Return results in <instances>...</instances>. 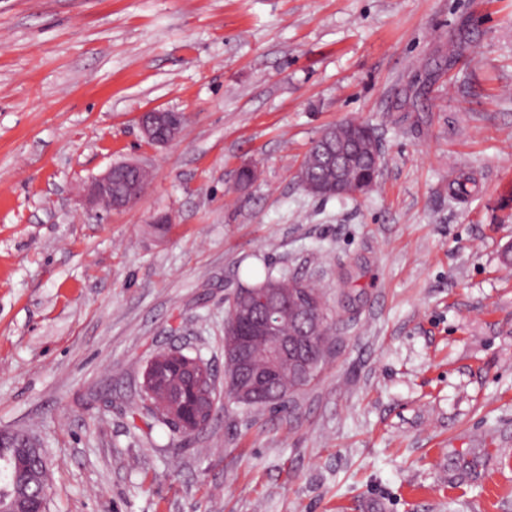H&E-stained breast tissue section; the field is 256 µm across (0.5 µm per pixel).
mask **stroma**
I'll use <instances>...</instances> for the list:
<instances>
[{"mask_svg":"<svg viewBox=\"0 0 512 512\" xmlns=\"http://www.w3.org/2000/svg\"><path fill=\"white\" fill-rule=\"evenodd\" d=\"M346 120L377 190L308 195ZM118 162L141 198L83 207ZM511 247L512 0H0V429L38 438L48 512H512ZM256 270L323 293L317 380L171 432L148 362L223 376ZM183 121L179 113L165 109H150L139 116V126L146 141L166 146L174 143ZM119 169L133 173L132 179L126 181L121 188L117 187L115 183V174ZM144 169L138 163L121 162L111 165L105 172L91 177L85 184L83 193L86 205L90 208L100 207L106 212L131 207L139 200L146 188L147 171L145 170L139 176L142 183L136 177V174Z\"/></svg>","mask_w":512,"mask_h":512,"instance_id":"1","label":"stroma"}]
</instances>
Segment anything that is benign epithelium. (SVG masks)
I'll use <instances>...</instances> for the list:
<instances>
[{
	"label": "benign epithelium",
	"mask_w": 512,
	"mask_h": 512,
	"mask_svg": "<svg viewBox=\"0 0 512 512\" xmlns=\"http://www.w3.org/2000/svg\"><path fill=\"white\" fill-rule=\"evenodd\" d=\"M139 126L146 141L152 145L166 146L174 143L182 127L181 115L165 109H150L139 116ZM124 169L134 174L132 179L117 187L115 174ZM143 170L138 163L121 162L110 166L105 172L91 177L84 188V201L91 208H102L106 212L122 210L134 205L146 185L135 174ZM281 305L277 291L261 288L250 295L249 305L241 313L240 326L227 336L225 354L232 363L233 372L224 381V391L232 393L245 403H254L270 390L273 375L269 371H252L249 350L261 340L270 350L271 368L276 370L282 364L288 365L294 376L306 380L322 364L295 351L292 338L277 331ZM202 401L197 407L187 410L183 416L171 417L176 431L192 433L204 426L203 417L211 412L220 397L218 381L211 377L201 386ZM21 440L22 447L29 449L41 466H46L45 457L37 441L26 433L0 430V445H9Z\"/></svg>",
	"instance_id": "7a95c632"
}]
</instances>
